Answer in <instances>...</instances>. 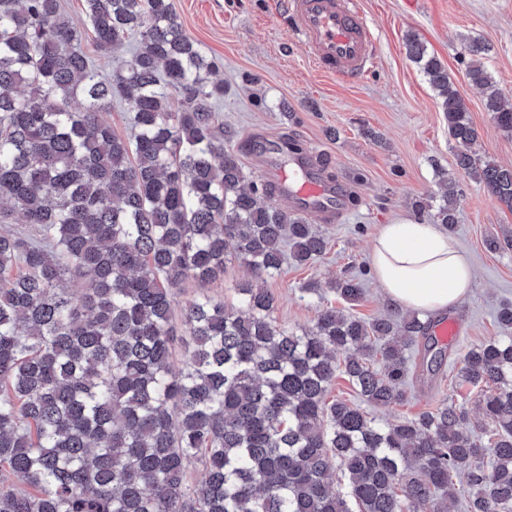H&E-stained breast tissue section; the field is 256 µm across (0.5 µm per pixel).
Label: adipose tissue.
<instances>
[{
	"label": "adipose tissue",
	"mask_w": 512,
	"mask_h": 512,
	"mask_svg": "<svg viewBox=\"0 0 512 512\" xmlns=\"http://www.w3.org/2000/svg\"><path fill=\"white\" fill-rule=\"evenodd\" d=\"M370 264L389 302L423 313L457 306L474 283L473 268L457 244L421 221L384 225Z\"/></svg>",
	"instance_id": "ef3b65f1"
}]
</instances>
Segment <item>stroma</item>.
I'll list each match as a JSON object with an SVG mask.
<instances>
[{
	"mask_svg": "<svg viewBox=\"0 0 512 512\" xmlns=\"http://www.w3.org/2000/svg\"><path fill=\"white\" fill-rule=\"evenodd\" d=\"M171 3L185 34L219 64L224 96L212 110L224 126L225 149L239 156L248 179L262 178L259 147L289 138L312 154L327 181L353 191L342 219L321 227L329 239L327 252L306 266L285 263L264 281L274 298L272 319L291 329L312 326L320 307H342L328 283L346 275L359 277L365 288L353 314L404 316V309L385 299L369 248L382 225L419 219L418 205L439 206L438 173L444 170L460 190L452 237L475 271L470 294L447 311L460 324L455 345L501 336L496 312L502 303H512V248L492 253L484 241L512 232V210L457 169L459 147L448 135L427 76L407 55L406 37L419 36L428 54L447 66L466 99L479 132L472 152L512 164V137L495 128L482 96L464 77L463 63L467 43L485 42L487 70L512 104V0H359L376 37V64L356 82L313 65L282 12L284 0ZM248 280L245 267L227 258L215 280L203 285L190 281L178 289L173 308L181 310L201 294L237 303V290ZM310 282L321 285L320 294L305 293ZM459 368L449 360L435 375L408 383L407 402L371 408V415L390 422L411 418L457 388L468 399L471 421H480V391L458 386Z\"/></svg>",
	"mask_w": 512,
	"mask_h": 512,
	"instance_id": "1",
	"label": "stroma"
}]
</instances>
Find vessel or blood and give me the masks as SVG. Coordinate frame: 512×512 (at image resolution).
Segmentation results:
<instances>
[{"label":"vessel or blood","instance_id":"1","mask_svg":"<svg viewBox=\"0 0 512 512\" xmlns=\"http://www.w3.org/2000/svg\"><path fill=\"white\" fill-rule=\"evenodd\" d=\"M288 19L313 63L347 81L361 79L375 60L374 38L354 0H286ZM263 177L276 197L288 199L294 211L334 223L347 197L327 183L302 153L287 164L264 167Z\"/></svg>","mask_w":512,"mask_h":512}]
</instances>
